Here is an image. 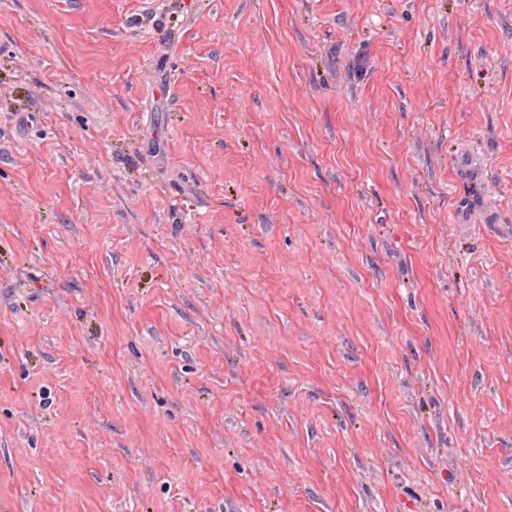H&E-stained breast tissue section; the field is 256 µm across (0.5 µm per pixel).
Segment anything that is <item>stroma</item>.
I'll return each mask as SVG.
<instances>
[{"mask_svg": "<svg viewBox=\"0 0 512 512\" xmlns=\"http://www.w3.org/2000/svg\"><path fill=\"white\" fill-rule=\"evenodd\" d=\"M0 512H512V0H0Z\"/></svg>", "mask_w": 512, "mask_h": 512, "instance_id": "obj_1", "label": "stroma"}]
</instances>
